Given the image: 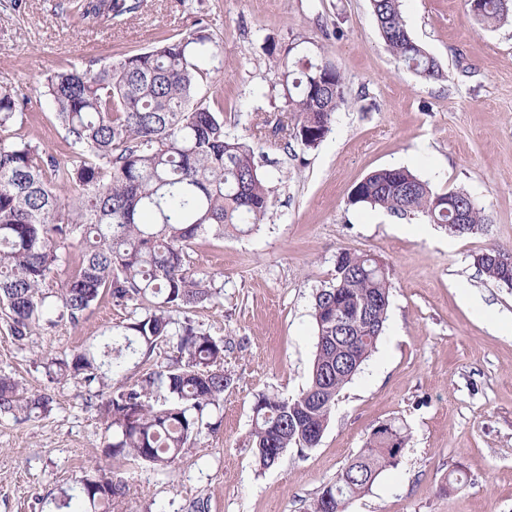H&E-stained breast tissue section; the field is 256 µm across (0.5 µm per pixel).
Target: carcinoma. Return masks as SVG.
I'll use <instances>...</instances> for the list:
<instances>
[{
  "mask_svg": "<svg viewBox=\"0 0 512 512\" xmlns=\"http://www.w3.org/2000/svg\"><path fill=\"white\" fill-rule=\"evenodd\" d=\"M143 0H79L82 21L122 23ZM379 34L403 68L424 81L443 77L434 58L410 35L401 0H371ZM475 19L488 25L512 22V0H480ZM301 41L272 43L286 124L278 115L255 117L252 137L283 150H316L332 130L334 114L347 104L345 81L331 63L303 55L289 61ZM224 72L219 45L201 27L164 38L146 51L126 53L99 66L95 59L70 63L34 89L65 133L71 162L11 132L23 116L25 96L0 86V309L11 335L23 341L59 321L76 326L107 294L134 318L102 334L49 367L58 380L97 386L99 420L112 436L106 458H131L156 471L172 469L183 448L205 431L208 411L224 400L231 378L224 370V340L174 311L214 302L215 280L191 269L188 250L198 237L247 234L270 218L271 193L256 148L224 123V99L200 98ZM451 201L467 223H483L481 209L463 191L436 193L405 168H382L351 191V205H366L397 217L421 215L448 223ZM79 245L75 272L55 283L52 274L68 248ZM331 286L314 297L316 355L298 395H258L253 406L251 449L262 469L289 448L319 445L337 397L377 349L387 320L388 270L369 254L344 252ZM486 278L507 284L511 275L491 260L474 258ZM360 307L336 329L333 307ZM165 344L175 353L165 365L133 384L112 385L130 354L149 358ZM164 387L170 400L151 402ZM49 397L27 394L0 375V414L31 416L48 411ZM399 457L385 438L365 447L312 498L306 512H336V497L352 500L368 491ZM78 492L58 504L65 512H107L129 492L112 467L97 465L75 478Z\"/></svg>",
  "mask_w": 512,
  "mask_h": 512,
  "instance_id": "obj_1",
  "label": "carcinoma"
}]
</instances>
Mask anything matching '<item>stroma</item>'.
Listing matches in <instances>:
<instances>
[{"instance_id": "stroma-1", "label": "stroma", "mask_w": 512, "mask_h": 512, "mask_svg": "<svg viewBox=\"0 0 512 512\" xmlns=\"http://www.w3.org/2000/svg\"><path fill=\"white\" fill-rule=\"evenodd\" d=\"M63 2L23 0L15 10L0 0V83L30 90L20 132L60 162L70 150L35 86L68 62L105 64L197 26L222 51L216 88L232 132L249 135L255 115L282 107L264 93L276 80L272 41L298 39L324 55L351 100L316 150H258L273 189L265 224L193 243V268L223 287L214 304L188 313L226 346L232 382L208 414L218 429L184 448L172 471L120 463L131 491L112 512H305L389 421L406 427L409 442L347 512H512V288L474 263L489 244H512V26L476 21L464 0H403L412 38L444 73L426 82L384 49L369 0H144L109 29L81 24ZM385 167L406 168L437 192H466L483 212L481 231L452 236L417 216L349 205L353 187ZM344 250L388 267L384 333L341 391L320 444L259 468L249 444L255 398L305 386L314 296ZM128 318L105 296L79 325L20 342L0 314V374L51 399L38 417L0 416V512H54L75 477L102 461L93 389L53 380L43 358L79 352ZM458 473L465 485L449 483Z\"/></svg>"}]
</instances>
